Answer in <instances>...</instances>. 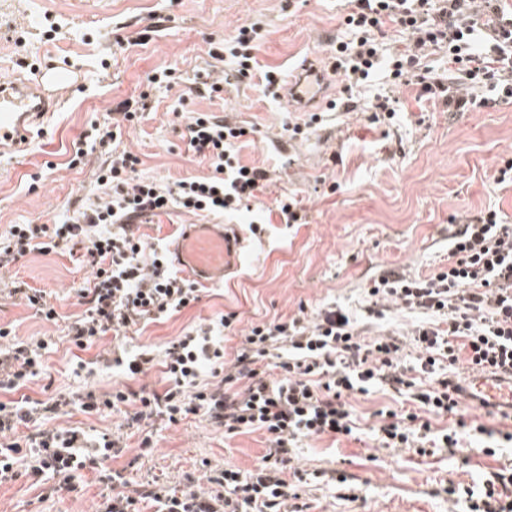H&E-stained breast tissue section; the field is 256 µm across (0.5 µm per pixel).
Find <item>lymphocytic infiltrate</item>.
I'll list each match as a JSON object with an SVG mask.
<instances>
[{"label":"lymphocytic infiltrate","instance_id":"1","mask_svg":"<svg viewBox=\"0 0 512 512\" xmlns=\"http://www.w3.org/2000/svg\"><path fill=\"white\" fill-rule=\"evenodd\" d=\"M345 2L348 37L337 42L330 63L341 96L329 102V109L356 111L355 90L382 72L401 84L420 86L424 97L443 101L452 112L512 99V11L503 0ZM391 27L406 37L404 51L385 52L383 40ZM267 38L254 23L225 40L233 78L256 77L270 90L279 85V71L258 60ZM436 48L448 51L446 72L419 65ZM150 109L146 95L123 100L107 122L92 124L75 142L72 163L100 148L108 154L97 176L99 201L80 207L63 223L13 224L0 236L1 268L31 252L52 253L64 241L82 249L92 277L76 289L82 311L67 327L70 342L79 348L109 333L145 327L200 299L198 288L177 276L165 253L147 252L139 219L173 207L193 214L248 210L269 179L265 169L240 164L235 155L246 128L206 112L193 113L181 137L193 157L208 161L210 175L164 188L140 179V158L117 150L115 143L123 123L140 120ZM448 240L445 269L427 279L382 274L369 290L373 302L367 308L377 319L393 304L426 315L412 336L421 350L422 372H435L442 361L448 364L436 386L420 389L408 378L399 337L385 334L362 345L354 321L332 304L312 320L251 325L233 359H225L222 335L236 320L229 313L169 344L161 363L163 392L126 386L90 391L79 405L84 412L99 413L135 404L134 424L156 418L173 425L200 413L228 436L264 432L270 446L253 469L225 465L210 470L203 485L190 473L174 485L134 484L110 465L124 450L119 440H92L79 430L53 427L40 430L26 447L0 441V484L24 475L37 483L54 477L69 482L91 468L111 489L98 512H142L147 501L157 512H306L300 490L309 479L345 484L350 477L337 470L310 477L291 469L293 449L304 438L352 436L355 419L348 399L377 383L411 404L403 413L380 411L381 447L456 450L458 432L468 426L459 415L460 364L493 376L512 372V225L491 209L477 223L450 230ZM50 347L43 339L15 340L11 328L0 326V391H16L37 377ZM62 407L59 400L0 402V438L36 417L59 414ZM445 413L455 416V429L434 434L432 416ZM448 493L463 499L468 512H512V463L486 477L481 490L452 485Z\"/></svg>","mask_w":512,"mask_h":512}]
</instances>
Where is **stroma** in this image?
<instances>
[{"mask_svg": "<svg viewBox=\"0 0 512 512\" xmlns=\"http://www.w3.org/2000/svg\"><path fill=\"white\" fill-rule=\"evenodd\" d=\"M255 22L270 32L260 62L286 77L307 57L325 59L328 42L345 35L339 0H0V72L26 75L56 56L85 77L81 89L63 94L57 112L32 125L25 151L0 156V233L12 224L53 223L76 200L96 199L102 159L93 154L69 167L72 143L108 109L144 91L156 109L124 126L121 139L122 148L140 157L142 179L170 186L210 175L209 165L185 150L180 110L226 114L249 128L238 158L272 178L251 212L220 218L248 237L237 270L204 287L195 304L139 331L109 334L82 349L68 342L69 319L81 311L74 290L91 277L80 252H33L0 269V281L44 290L60 314L57 322L44 321L0 293V325H11L24 341L53 342L43 373L21 388V396L71 400L87 389L112 390L123 378L95 365L99 353L122 345L160 359L169 342L227 313L235 314L237 329L226 338L230 353L240 343L239 331L251 324L311 314L324 303L363 318L367 291L379 275L392 270L426 277L446 266L449 225L476 220L490 208L512 225V184L493 180L512 159V103L456 114L439 103L424 111L417 103L420 86L401 85L395 94L404 108L394 120L372 124L362 112H325L315 133L292 139L287 126L304 123L307 113L292 111L287 95H273L259 79L225 87L218 98L195 84L199 75L222 77L224 63L213 50ZM164 68L174 70L178 84L149 85L147 75ZM293 192L304 197L311 223L287 224L272 212L277 196ZM198 221L172 208L141 224L140 232L147 245L165 249L184 225ZM253 223L264 225L261 239L249 237ZM80 359L86 363L81 370ZM350 403L362 426L360 440L305 439L292 465L354 474V497L346 499V487L314 483L302 490L309 512H464V502L449 499V482L478 487L487 472L512 459V443H501L491 457L474 438L452 455L378 447L376 413L398 406V397L375 388ZM55 424L94 438H123L128 449L111 466L138 482L174 483L186 472L202 475L208 464L247 471L268 446L263 432L228 437L192 415L176 425L154 424L156 447L140 459L139 438L122 413L87 414L70 404ZM54 484L57 491L48 498L25 476L0 485V512H97L108 493L89 469L76 490L60 478Z\"/></svg>", "mask_w": 512, "mask_h": 512, "instance_id": "obj_1", "label": "stroma"}]
</instances>
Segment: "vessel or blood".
Listing matches in <instances>:
<instances>
[{
  "mask_svg": "<svg viewBox=\"0 0 512 512\" xmlns=\"http://www.w3.org/2000/svg\"><path fill=\"white\" fill-rule=\"evenodd\" d=\"M324 65L309 58L294 69L288 83L291 105L298 112H313L327 87ZM81 76L64 59H50L18 79L0 75V153L22 149L30 127L52 112L62 91L80 86ZM246 243L233 224H189L169 247L181 274L206 285L231 274ZM467 397L477 405L512 410V376L471 378Z\"/></svg>",
  "mask_w": 512,
  "mask_h": 512,
  "instance_id": "b4317fda",
  "label": "vessel or blood"
}]
</instances>
